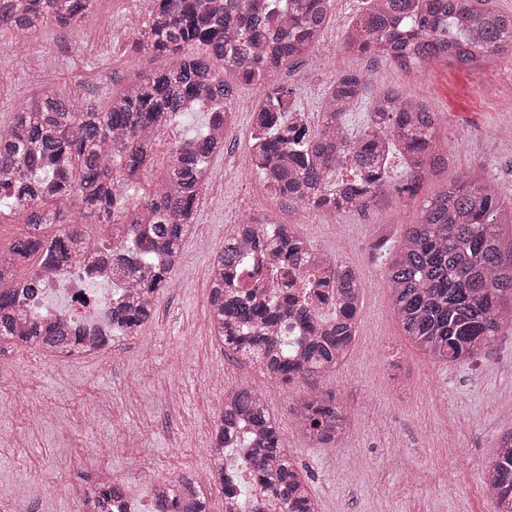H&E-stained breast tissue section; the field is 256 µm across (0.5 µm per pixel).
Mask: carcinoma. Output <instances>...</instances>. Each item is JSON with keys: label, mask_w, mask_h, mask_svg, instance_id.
Wrapping results in <instances>:
<instances>
[{"label": "carcinoma", "mask_w": 512, "mask_h": 512, "mask_svg": "<svg viewBox=\"0 0 512 512\" xmlns=\"http://www.w3.org/2000/svg\"><path fill=\"white\" fill-rule=\"evenodd\" d=\"M133 49L168 58L112 93L100 110L54 93L31 97L0 127V222L20 221L24 233L0 245V343L52 355L82 351L90 326L59 313L15 318L41 294L40 273L54 264L83 263L73 246L85 240L127 286L103 309L99 350L135 336L152 317L155 296L170 286L182 244L195 223L211 161L222 152L217 126L232 111L233 85L264 84L271 73L314 53L330 22L332 0H151ZM482 0H373L345 33V47L409 68L438 57L486 61L512 49V15ZM93 0H0V30L39 34L87 17ZM368 79L348 72L325 90L316 127L295 108L292 90L271 88L252 112L251 169L273 196L291 207L337 216L369 207L382 193L388 161L398 151L409 169L443 163L433 153L442 116L418 99L379 90L363 127L345 117L367 94ZM209 109L205 130L178 140L166 159L157 136L177 116ZM161 164L153 194L128 193ZM344 169L349 177L331 181ZM87 224L107 235L89 238ZM512 199L488 179L466 178L426 201L386 256L384 276L405 336L443 362L472 360L512 330V250L502 252ZM57 231L48 245L42 234ZM37 264L29 261L37 252ZM210 324L223 347L255 363L267 378L291 383L336 371L355 342L361 289L355 271L321 253L291 224H239L212 259ZM298 430L317 448H337L349 412L336 393H309L295 413ZM209 455L222 486L224 512H318L305 471L285 448L264 397L247 385L224 392ZM247 465L248 478L225 464L227 453ZM495 512H512V427L486 466ZM119 479L84 494L98 512H114L126 495ZM155 512H208L188 478L153 489Z\"/></svg>", "instance_id": "cac0c4a2"}]
</instances>
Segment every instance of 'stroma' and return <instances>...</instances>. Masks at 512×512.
Here are the masks:
<instances>
[{
	"label": "stroma",
	"mask_w": 512,
	"mask_h": 512,
	"mask_svg": "<svg viewBox=\"0 0 512 512\" xmlns=\"http://www.w3.org/2000/svg\"><path fill=\"white\" fill-rule=\"evenodd\" d=\"M368 0H333L325 43L336 55L326 64L302 58L274 72L268 85H239L235 101H259L269 86L295 89L297 108L318 111L333 71L367 75L372 89L390 88L422 100L445 123L434 148L446 163L413 174L391 159L386 194L363 211L322 218L271 197L249 165L251 114L237 112L224 131L225 160L237 168L226 182L224 206L199 204L186 237L173 285L154 303L151 323L122 343L112 361L100 356L60 359L38 350L0 344V506L7 512H77L80 495L98 480L90 456L99 442L112 443L109 469L123 479L160 481L182 476L204 492L209 512H224L207 449L226 388L245 383L261 393L275 416L286 449L310 478L318 512H494L481 489L512 403V331L498 336L485 355L445 363L416 348L395 317L383 284L380 243L395 246L417 222L425 200L469 176L494 182L512 197V55L465 65L439 57L403 68L352 52L344 45L350 22ZM149 0H96L76 28H48L38 36L0 32V120L10 121L22 102L39 93L82 96L102 107L112 91L139 72L167 60L133 51L129 17L144 20ZM294 225L314 249L352 267L362 303L356 342L330 374L273 384L259 369L232 358L209 332V267L248 210ZM402 363L416 392L394 390L391 370ZM336 391L351 411L339 448H317L292 424V409L312 389ZM109 392L107 408L91 426L60 429L47 403L69 409ZM69 483L73 495H21L23 483Z\"/></svg>",
	"instance_id": "35a3bbf8"
}]
</instances>
